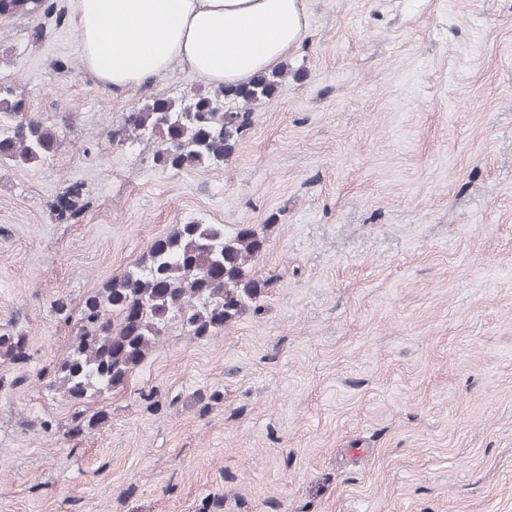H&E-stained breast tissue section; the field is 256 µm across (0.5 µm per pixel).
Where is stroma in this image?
Listing matches in <instances>:
<instances>
[{
    "label": "stroma",
    "mask_w": 512,
    "mask_h": 512,
    "mask_svg": "<svg viewBox=\"0 0 512 512\" xmlns=\"http://www.w3.org/2000/svg\"><path fill=\"white\" fill-rule=\"evenodd\" d=\"M49 2L0 17V88L62 139L0 169V327L31 354L0 387V512H512V0H303L288 77L233 155L167 171L112 130L209 83L176 64L113 91L75 0ZM193 220L262 232L260 312L171 329L70 435L52 300L80 309Z\"/></svg>",
    "instance_id": "1"
}]
</instances>
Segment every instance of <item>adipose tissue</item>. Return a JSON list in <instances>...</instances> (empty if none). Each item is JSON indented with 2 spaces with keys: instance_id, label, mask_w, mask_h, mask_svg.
Returning a JSON list of instances; mask_svg holds the SVG:
<instances>
[{
  "instance_id": "adipose-tissue-1",
  "label": "adipose tissue",
  "mask_w": 512,
  "mask_h": 512,
  "mask_svg": "<svg viewBox=\"0 0 512 512\" xmlns=\"http://www.w3.org/2000/svg\"><path fill=\"white\" fill-rule=\"evenodd\" d=\"M306 29L302 0H77L83 62L121 91L174 64L214 85L280 66Z\"/></svg>"
}]
</instances>
